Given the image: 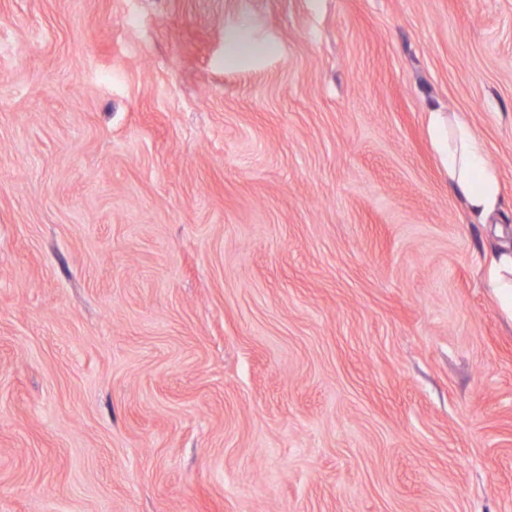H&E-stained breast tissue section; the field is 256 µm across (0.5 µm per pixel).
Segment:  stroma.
I'll use <instances>...</instances> for the list:
<instances>
[{"instance_id": "obj_1", "label": "stroma", "mask_w": 512, "mask_h": 512, "mask_svg": "<svg viewBox=\"0 0 512 512\" xmlns=\"http://www.w3.org/2000/svg\"><path fill=\"white\" fill-rule=\"evenodd\" d=\"M501 230L512 0H0V512H512ZM435 139L471 221L485 224L501 206V187L483 140L466 120L449 113L448 126L437 127ZM487 280L498 295L502 308L512 318V249L495 251L490 257Z\"/></svg>"}]
</instances>
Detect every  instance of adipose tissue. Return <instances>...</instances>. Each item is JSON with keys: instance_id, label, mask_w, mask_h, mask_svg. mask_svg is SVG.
I'll use <instances>...</instances> for the list:
<instances>
[{"instance_id": "ef3b65f1", "label": "adipose tissue", "mask_w": 512, "mask_h": 512, "mask_svg": "<svg viewBox=\"0 0 512 512\" xmlns=\"http://www.w3.org/2000/svg\"><path fill=\"white\" fill-rule=\"evenodd\" d=\"M435 139L447 160L448 177L471 221L486 223L501 206V187L483 140L466 120L455 115L449 116L446 125L437 127Z\"/></svg>"}]
</instances>
